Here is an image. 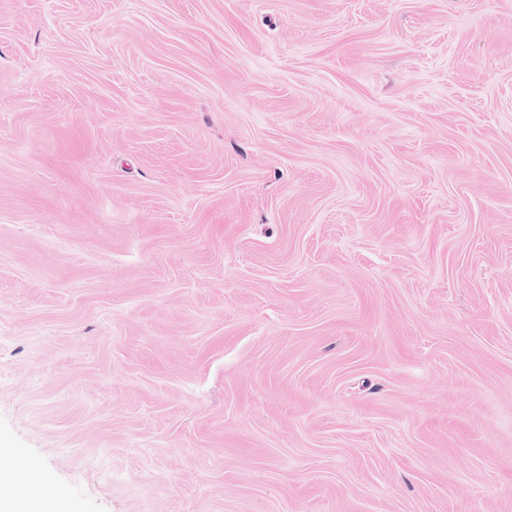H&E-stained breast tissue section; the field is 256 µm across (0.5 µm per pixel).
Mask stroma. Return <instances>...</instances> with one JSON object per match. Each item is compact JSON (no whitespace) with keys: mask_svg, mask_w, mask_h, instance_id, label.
<instances>
[{"mask_svg":"<svg viewBox=\"0 0 512 512\" xmlns=\"http://www.w3.org/2000/svg\"><path fill=\"white\" fill-rule=\"evenodd\" d=\"M0 462L512 512V0H0Z\"/></svg>","mask_w":512,"mask_h":512,"instance_id":"stroma-1","label":"stroma"}]
</instances>
